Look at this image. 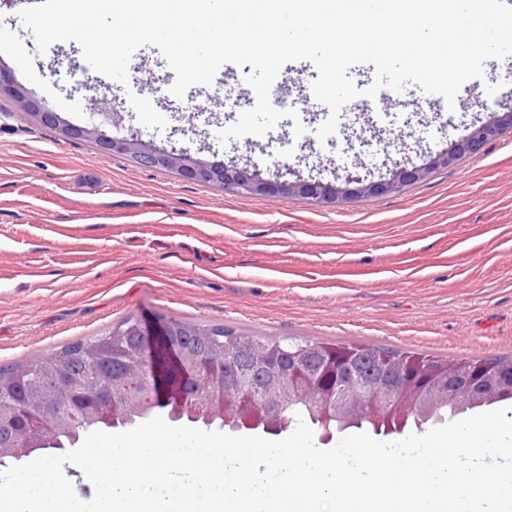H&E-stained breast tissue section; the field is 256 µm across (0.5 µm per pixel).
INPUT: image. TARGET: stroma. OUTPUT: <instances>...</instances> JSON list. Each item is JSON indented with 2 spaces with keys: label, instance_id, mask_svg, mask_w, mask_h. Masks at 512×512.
Listing matches in <instances>:
<instances>
[{
  "label": "stroma",
  "instance_id": "35a3bbf8",
  "mask_svg": "<svg viewBox=\"0 0 512 512\" xmlns=\"http://www.w3.org/2000/svg\"><path fill=\"white\" fill-rule=\"evenodd\" d=\"M29 4L0 0V63L63 120L196 161L255 165L267 178L285 163L305 179L332 182L353 166L376 179L388 161L426 164L512 108L510 56L486 61L484 79L466 82L454 106L409 85L387 108L341 110L322 141L330 110L313 96L314 64L298 60L284 66L297 119L224 143L220 132L256 103L250 66L218 70L178 99L174 72L148 45L132 56L128 84L99 74L77 92L62 65L82 62L79 45L39 53L18 16ZM133 94L152 102L165 130L139 123ZM128 317L451 362L512 357V133L399 192L335 205L185 180L62 139L0 97V366Z\"/></svg>",
  "mask_w": 512,
  "mask_h": 512
}]
</instances>
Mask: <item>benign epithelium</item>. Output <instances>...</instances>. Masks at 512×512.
Masks as SVG:
<instances>
[{
	"label": "benign epithelium",
	"mask_w": 512,
	"mask_h": 512,
	"mask_svg": "<svg viewBox=\"0 0 512 512\" xmlns=\"http://www.w3.org/2000/svg\"><path fill=\"white\" fill-rule=\"evenodd\" d=\"M0 96H7L14 102L18 116L57 129L65 140H92L102 151L129 153L145 167L174 170L185 179L204 184L219 183L248 195L296 196L323 203L343 202L359 195L380 197L395 193L422 180L431 169L450 165L458 155L480 154L487 143L512 130V110L509 109L496 120L455 141L451 148L431 155L423 166L410 168L395 161L387 178L369 180L349 172L344 176L343 185L339 186L313 178L291 181L282 172L272 179H265L258 169L240 167L234 162L203 163L174 148L148 149L134 138H107L95 126L72 125L61 120L46 102L32 98L1 64ZM134 330L140 337L137 355L131 361L122 362L118 378L140 385L149 393L148 398H122V393L113 387L99 384L102 368L93 366L81 378L62 377L46 387L42 392L43 407H66L74 391L87 390L90 399L86 412L90 420L148 415L154 404L153 396L165 387L168 364L162 351L178 346V342L174 339L176 332L166 322L149 329L138 320ZM241 348L237 341L224 346V353L205 370V379L217 378L221 381L220 386L203 392L197 381L183 394L195 418L211 421L222 414L224 424L236 426L238 422L232 421L229 415V411L234 410L241 422L250 426L262 422L264 432L278 435L280 430L272 427L271 422L281 415L283 405L291 402L302 404L313 419L319 418L326 423L333 418L349 426L366 416H387L397 408L407 415L423 416L429 409L448 403L468 408L512 395V379L506 381L500 377L502 371L512 370V363L506 367L488 365L487 373L481 378L464 363L452 368L427 367V383L413 389L408 382L407 369L421 363V359L414 355L395 359L362 347L323 350L322 356L336 358L335 374L328 378L323 371L309 366V349L300 344L278 342L273 347L251 346L248 354L252 367L248 371L235 364ZM55 429V421L34 417L28 443L22 448H12L10 452L29 454L45 449L49 443L48 434Z\"/></svg>",
	"instance_id": "obj_1"
}]
</instances>
